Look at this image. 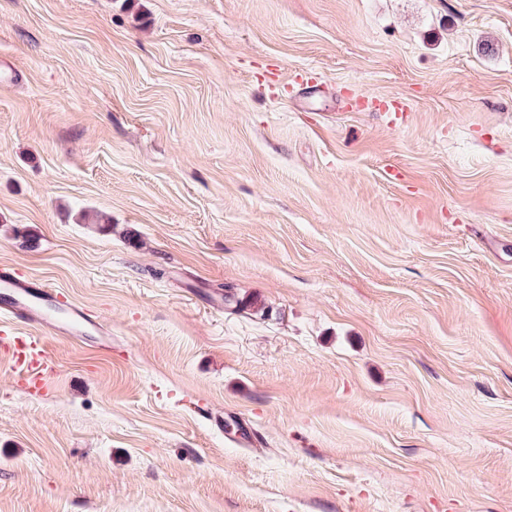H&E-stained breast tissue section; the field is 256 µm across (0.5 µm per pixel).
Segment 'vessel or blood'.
<instances>
[{
  "instance_id": "vessel-or-blood-1",
  "label": "vessel or blood",
  "mask_w": 512,
  "mask_h": 512,
  "mask_svg": "<svg viewBox=\"0 0 512 512\" xmlns=\"http://www.w3.org/2000/svg\"><path fill=\"white\" fill-rule=\"evenodd\" d=\"M89 323L84 308L61 303L55 288L0 265V343L18 376L40 380L49 375L54 362L48 337L77 338Z\"/></svg>"
}]
</instances>
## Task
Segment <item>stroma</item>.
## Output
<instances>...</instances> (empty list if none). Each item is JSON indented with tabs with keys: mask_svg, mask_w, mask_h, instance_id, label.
<instances>
[{
	"mask_svg": "<svg viewBox=\"0 0 512 512\" xmlns=\"http://www.w3.org/2000/svg\"><path fill=\"white\" fill-rule=\"evenodd\" d=\"M2 62L0 262L112 354L0 352V512H512V0H0Z\"/></svg>",
	"mask_w": 512,
	"mask_h": 512,
	"instance_id": "1",
	"label": "stroma"
}]
</instances>
